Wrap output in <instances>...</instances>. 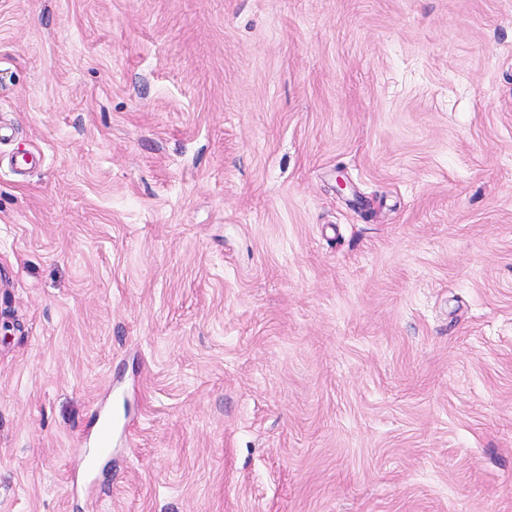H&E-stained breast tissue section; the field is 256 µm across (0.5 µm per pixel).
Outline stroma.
<instances>
[{"mask_svg": "<svg viewBox=\"0 0 512 512\" xmlns=\"http://www.w3.org/2000/svg\"><path fill=\"white\" fill-rule=\"evenodd\" d=\"M0 512H512V0H0Z\"/></svg>", "mask_w": 512, "mask_h": 512, "instance_id": "1", "label": "stroma"}]
</instances>
